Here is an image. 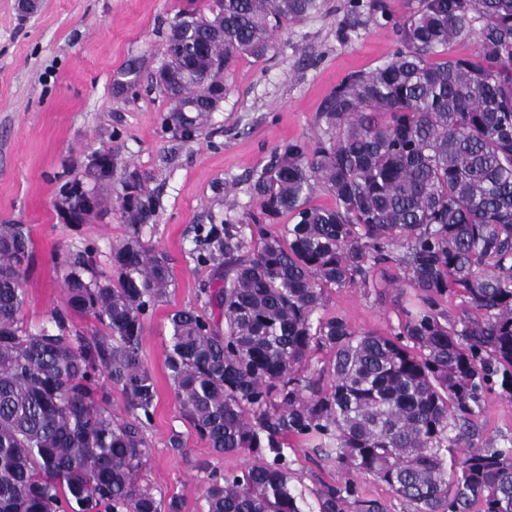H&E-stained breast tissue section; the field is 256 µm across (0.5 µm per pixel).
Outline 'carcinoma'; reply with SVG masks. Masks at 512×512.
Returning a JSON list of instances; mask_svg holds the SVG:
<instances>
[{
	"label": "carcinoma",
	"instance_id": "obj_1",
	"mask_svg": "<svg viewBox=\"0 0 512 512\" xmlns=\"http://www.w3.org/2000/svg\"><path fill=\"white\" fill-rule=\"evenodd\" d=\"M323 0H210L181 10L157 85L163 123L193 138L224 100L234 59L265 57L273 38ZM389 26L397 44L372 71L348 73L321 103L320 134L274 152L253 189L260 210L198 233L224 255L204 305L169 317L168 377L182 415L217 454L246 458L213 476L206 512H387L350 480L315 503L292 486L289 436L349 475L387 484L411 512H512V440L478 447L486 392L512 396V0H348L338 38ZM475 36L471 56L448 53ZM335 200L311 204L317 190ZM97 197L71 187L64 216L83 223ZM120 209L132 236L112 248L110 276L84 258L63 274L71 310L104 334L22 326L32 248L21 224L0 225V512H180L137 475L157 396L139 359L145 316L167 297V258L137 236L155 212L131 180ZM290 217L282 224L279 218ZM417 302L392 337L316 316L328 288L381 294L392 265ZM469 311L451 323L439 300ZM329 365H309L312 352ZM129 399L105 406L99 372Z\"/></svg>",
	"mask_w": 512,
	"mask_h": 512
}]
</instances>
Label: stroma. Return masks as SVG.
<instances>
[{"instance_id":"stroma-1","label":"stroma","mask_w":512,"mask_h":512,"mask_svg":"<svg viewBox=\"0 0 512 512\" xmlns=\"http://www.w3.org/2000/svg\"><path fill=\"white\" fill-rule=\"evenodd\" d=\"M190 1L207 8L208 0H39L25 14L18 0H0V224L24 225L32 242L25 327L37 329L60 314L88 336L96 323L71 314L63 269L83 257L111 272L113 246L132 232L116 206L128 182L154 199L155 214L138 234L167 256L173 285L145 319L140 360L156 379L158 397L144 428L149 454L139 479L163 500L178 499L182 512H204L211 476L238 472L244 460L214 454L197 436L165 366L169 316L201 308L200 289L216 269L198 261L196 234L257 211L253 175L284 142L315 140L325 96L346 73L381 65L396 43L381 26L340 41L347 0H325L319 15L277 35L263 59L237 58L219 109L183 140L163 124L169 102L153 79L166 62L168 24ZM125 72L136 87L120 93L115 81ZM103 155L112 159V176L97 181L90 169ZM74 185L100 201L80 224L61 214L64 192ZM321 313L382 336L393 335L401 318L391 298L355 286L327 290ZM478 425L479 444L512 440V399L488 394ZM176 434L179 452L170 446ZM288 456L293 484L304 494L346 479L307 442L292 440Z\"/></svg>"}]
</instances>
